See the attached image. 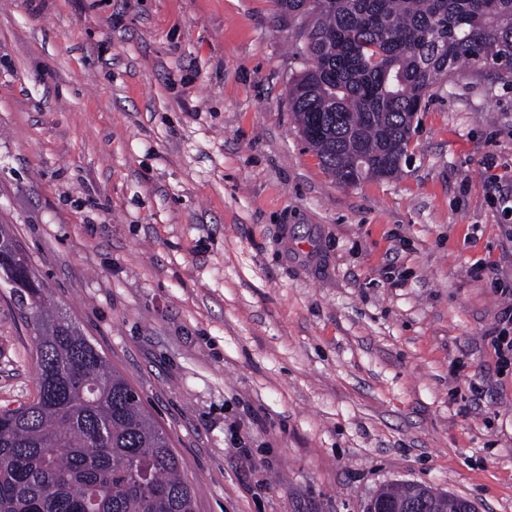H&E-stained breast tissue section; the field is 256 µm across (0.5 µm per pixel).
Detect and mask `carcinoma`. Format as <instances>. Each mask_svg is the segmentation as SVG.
<instances>
[{"mask_svg":"<svg viewBox=\"0 0 512 512\" xmlns=\"http://www.w3.org/2000/svg\"><path fill=\"white\" fill-rule=\"evenodd\" d=\"M301 20L315 59L288 101L333 176L393 177L407 113L433 84L478 63L512 79V0H273ZM36 336L37 395L0 410V512H195L196 491L129 382L61 312L0 227V273Z\"/></svg>","mask_w":512,"mask_h":512,"instance_id":"carcinoma-1","label":"carcinoma"}]
</instances>
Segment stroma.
Returning a JSON list of instances; mask_svg holds the SVG:
<instances>
[{
	"mask_svg": "<svg viewBox=\"0 0 512 512\" xmlns=\"http://www.w3.org/2000/svg\"><path fill=\"white\" fill-rule=\"evenodd\" d=\"M271 0H0V225L168 433L197 512H512V84L432 90L398 176L303 140ZM34 336L0 286V409Z\"/></svg>",
	"mask_w": 512,
	"mask_h": 512,
	"instance_id": "35a3bbf8",
	"label": "stroma"
}]
</instances>
